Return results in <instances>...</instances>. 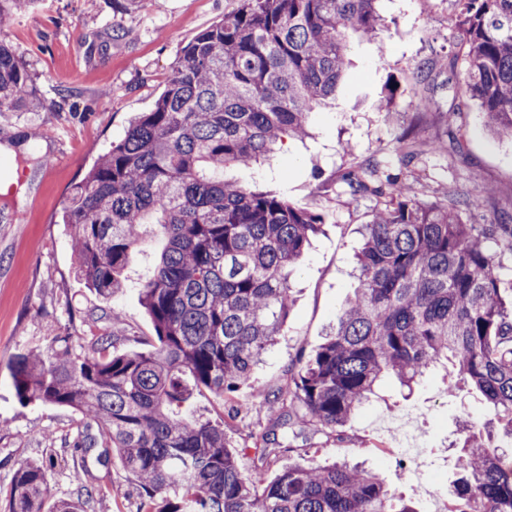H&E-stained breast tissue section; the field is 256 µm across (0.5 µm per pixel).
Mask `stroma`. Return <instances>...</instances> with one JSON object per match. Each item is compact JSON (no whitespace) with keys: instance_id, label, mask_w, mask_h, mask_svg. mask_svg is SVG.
<instances>
[{"instance_id":"35a3bbf8","label":"stroma","mask_w":512,"mask_h":512,"mask_svg":"<svg viewBox=\"0 0 512 512\" xmlns=\"http://www.w3.org/2000/svg\"><path fill=\"white\" fill-rule=\"evenodd\" d=\"M238 6L239 0H38L35 10L15 14L0 32L43 96L37 110L0 114V187L20 176L28 180L0 200V512L9 510L14 472L46 458L54 467L44 512H53L83 485L94 490L86 512H136L139 488L116 453L100 441L84 462L74 463L71 445L87 433L85 419L65 408L19 403L7 366L17 354L54 350L56 337L64 335L86 345L92 337L119 332L116 354L145 350L154 340L139 284L163 250L161 228L145 225L125 288L104 300L75 272L71 232L60 222L63 204L98 158L124 137L133 115L153 109L182 48ZM376 8L382 26L369 38L349 35L350 66L334 99L316 110L310 137L284 141L269 164L251 172L225 170L226 178H245L324 217L321 233L291 276L288 319L251 385L231 402L201 390L188 412L213 422L236 414L235 426L224 433L245 470L252 465L246 450L254 434L272 428L262 395L287 392L292 374L313 357L358 286L360 229L376 202L344 194L336 182L343 169L382 160L424 201L462 194L476 177L494 195L464 212L463 221L480 224L491 212L512 213V141L489 131L474 102L453 96L463 70L455 0H378ZM427 60L433 72L417 76L416 64ZM426 98L432 106L425 111L420 104ZM452 132L461 135V150L447 148ZM404 149L413 153L405 168ZM444 385L439 368L406 397L388 378L378 398L340 433L277 429L283 450L274 468L361 462L410 498L416 512H429L411 464L400 454L402 423L415 429L424 468L443 491L455 478L449 445L460 417L480 423L491 416L479 395L462 392L451 399Z\"/></svg>"}]
</instances>
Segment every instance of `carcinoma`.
I'll use <instances>...</instances> for the list:
<instances>
[{
	"instance_id": "1",
	"label": "carcinoma",
	"mask_w": 512,
	"mask_h": 512,
	"mask_svg": "<svg viewBox=\"0 0 512 512\" xmlns=\"http://www.w3.org/2000/svg\"><path fill=\"white\" fill-rule=\"evenodd\" d=\"M37 0H0V30ZM377 0H241L182 48L150 112L130 123L66 200L76 272L103 298L125 285L132 249L153 220L167 243L141 302L157 346L114 355L117 335L90 352L69 336L50 354L8 366L23 404L71 409L96 424L141 490L139 512H415L358 464L290 466L268 479L277 449L257 437L249 472L224 425L183 413L199 388L219 398L251 383L292 306L290 277L321 215L288 198L224 179L308 134L315 109L347 67V33L375 34ZM465 61L459 91L477 102L497 137H512V0H455ZM40 89L0 41V112L34 110ZM378 160L337 181L377 204L356 254L360 288L336 327L294 374L288 399L264 396L272 420L334 433L377 396L386 376L412 391L437 367L456 371L448 395L475 390L493 417L459 426L458 478L448 512H512V466L495 440H512V300L502 294L490 244L512 252V215L467 224L483 192L425 202ZM53 460L14 473L9 512H42ZM83 487L56 512H85Z\"/></svg>"
}]
</instances>
